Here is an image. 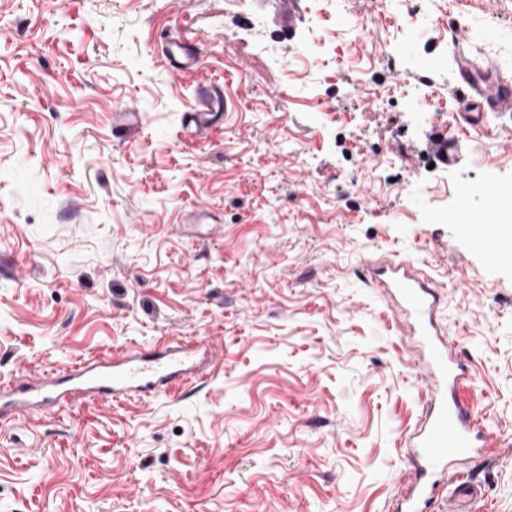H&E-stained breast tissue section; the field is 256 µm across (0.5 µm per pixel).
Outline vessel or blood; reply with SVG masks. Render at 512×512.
<instances>
[{
  "instance_id": "obj_1",
  "label": "vessel or blood",
  "mask_w": 512,
  "mask_h": 512,
  "mask_svg": "<svg viewBox=\"0 0 512 512\" xmlns=\"http://www.w3.org/2000/svg\"><path fill=\"white\" fill-rule=\"evenodd\" d=\"M456 54V83L465 99L479 98L483 105L496 112L512 110V82L494 76L490 66L474 62L466 53V38L461 29H453ZM166 58L174 73L183 74L196 67L195 54L186 49L182 39L172 40ZM222 107V93L207 84L198 89L191 120L195 136L206 134ZM479 197L481 206L471 210L472 197ZM512 208V187L498 183L486 184L480 193L461 187L459 205L449 217L450 223L463 226L471 249L490 263L512 264V237L500 230V218ZM377 287L386 289L395 299V311L405 323L409 335L418 337L421 356L417 372L422 379L424 400L429 409L413 442L414 455L420 461L419 471L408 486L400 503V512H428L435 496V487L428 482L432 473H447L452 461L472 457L483 449L497 447V434L489 428L473 404L464 402L460 391L467 383L458 360L454 340L442 339L432 325L436 297L406 260L389 264L380 272ZM193 347H176L172 354L154 361H145L134 350L105 361L78 364L67 375L44 378L18 398L17 407L48 406L66 397L99 398L120 403L132 395L155 396L182 382L185 359ZM482 490L469 479L454 480L445 499L448 512H471Z\"/></svg>"
}]
</instances>
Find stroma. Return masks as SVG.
I'll use <instances>...</instances> for the list:
<instances>
[{
    "label": "stroma",
    "mask_w": 512,
    "mask_h": 512,
    "mask_svg": "<svg viewBox=\"0 0 512 512\" xmlns=\"http://www.w3.org/2000/svg\"><path fill=\"white\" fill-rule=\"evenodd\" d=\"M287 5L0 0V379L213 345L168 394L0 419V512H396L425 413L373 282L398 259L433 281L500 438L452 471L512 512V264L448 220L459 184H512V112L486 113L478 151L448 22L512 79V0H297L291 23ZM313 27L335 61L307 58ZM176 36L195 73L165 64ZM204 81L227 110L191 138Z\"/></svg>",
    "instance_id": "obj_1"
}]
</instances>
